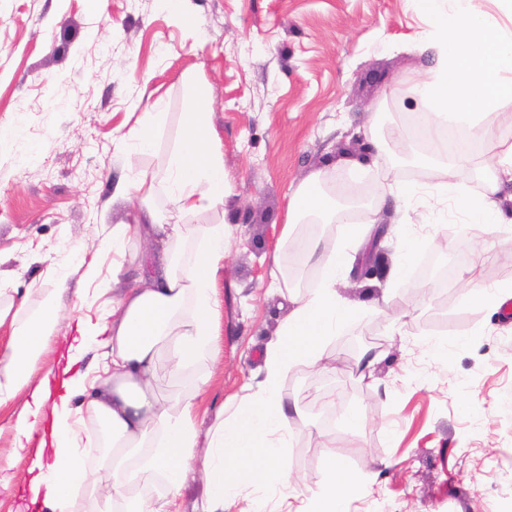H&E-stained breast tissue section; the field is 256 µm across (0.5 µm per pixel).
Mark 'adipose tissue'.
<instances>
[{"label": "adipose tissue", "instance_id": "adipose-tissue-1", "mask_svg": "<svg viewBox=\"0 0 512 512\" xmlns=\"http://www.w3.org/2000/svg\"><path fill=\"white\" fill-rule=\"evenodd\" d=\"M433 12L431 48L436 65L423 79L411 81L408 94L421 108L422 128L430 134L472 120L477 108H496L512 102V36L491 27L477 0H455L440 11L438 0H417ZM483 140L492 162L483 175L479 194H471L461 179L470 157L456 152L452 163L436 167L429 192L448 196L464 223L495 224L499 202L512 189V139L484 129ZM324 171L310 173L288 200L280 242L303 261L321 267L317 288L303 294L292 291L280 261H273L271 286L288 307L279 332L264 352V378L238 403L229 418H217L206 439L196 429L197 395L188 392L173 400L159 399L154 380L160 359H167L173 375L196 373L197 386L207 376L197 374L200 363L215 357L219 338L215 317L214 281L228 249L223 222L190 224L198 213L223 207L226 196L224 155L213 143L210 98L195 93L183 113L179 139L161 183L143 178L123 188L128 201L139 204L135 223L113 225L101 244L111 253L109 278L98 279L96 293L110 295L127 262L128 246L148 247L138 266L137 283L113 297L90 328L82 330L68 350L73 371L62 381L61 394L49 382L30 388V375L48 344L57 337L62 320L66 275L45 293L36 308L14 323L7 348L0 352V406L22 391L30 398L14 424L17 442L30 440L43 416L52 420V451L33 450L31 502L41 512H173L193 464L205 456L206 493L197 512H226L240 502L242 512H264L270 493L278 495L277 512H290L291 484L283 450L288 445L289 408L279 394L282 378L298 363L324 362L323 344L355 314L351 302L337 290L346 280L350 255L345 245L319 253L313 237L296 231L303 216L322 223L336 220L337 206L323 190ZM163 190L169 210L158 217L153 205ZM93 364H86V356ZM86 396L84 409L72 399ZM107 449L99 467H88L84 446ZM158 478L162 495L135 492L137 478ZM112 492L100 493L102 481ZM359 487L335 454H328L321 486L312 490V512H349Z\"/></svg>", "mask_w": 512, "mask_h": 512}]
</instances>
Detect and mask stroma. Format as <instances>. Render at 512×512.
I'll return each mask as SVG.
<instances>
[{"label":"stroma","instance_id":"obj_1","mask_svg":"<svg viewBox=\"0 0 512 512\" xmlns=\"http://www.w3.org/2000/svg\"><path fill=\"white\" fill-rule=\"evenodd\" d=\"M183 14L161 0H0V307L20 296L37 306L65 266L72 316L96 322L105 306L87 268L109 274L98 246L113 225L133 220L117 186L161 178L193 87L212 99L211 126L224 153L229 250L215 281L220 352L206 362L197 422L207 433L224 403L261 380L267 343L288 313L271 290L269 261L279 246L289 196L310 172L340 199L355 189L365 206L345 222L303 224L323 247L359 231L387 233L378 275L344 287L350 301L381 300L324 343L336 367L296 365L281 395L296 404L288 422V474L295 490L317 486L326 445L366 490L351 512H512V319L466 300L463 277L512 283L499 247L512 233L463 224L448 204L422 195L416 210L387 200L369 208L378 184L430 181L431 157L411 128L417 100L408 79L429 71L431 15L415 0H184ZM194 17L187 27L184 15ZM152 74L149 86L138 75ZM167 114L154 148L131 154L117 142L141 113ZM377 137L375 161L351 165L338 150ZM417 254L400 279L390 272L406 241ZM448 251L436 250V242ZM451 272L427 288L424 258ZM444 338L448 355L429 358L426 341ZM381 354L369 375L363 356ZM25 396L0 407V512H25L28 454L10 455L12 424ZM388 468H380V461Z\"/></svg>","mask_w":512,"mask_h":512}]
</instances>
